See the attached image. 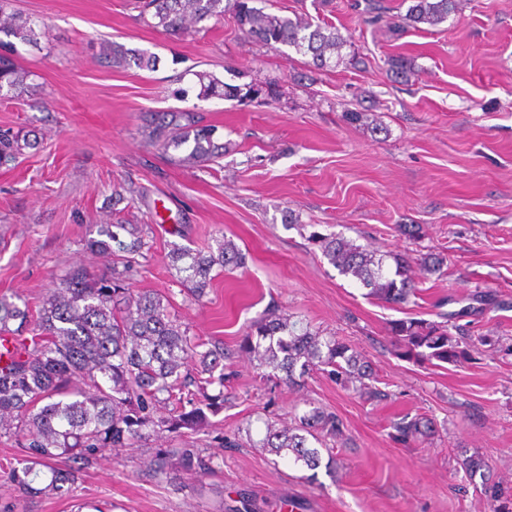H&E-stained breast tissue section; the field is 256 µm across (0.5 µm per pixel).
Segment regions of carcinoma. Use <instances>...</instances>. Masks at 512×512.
<instances>
[{"label":"carcinoma","mask_w":512,"mask_h":512,"mask_svg":"<svg viewBox=\"0 0 512 512\" xmlns=\"http://www.w3.org/2000/svg\"><path fill=\"white\" fill-rule=\"evenodd\" d=\"M258 0H142V15L149 25L177 34L192 24L231 12L238 29L266 45L275 43L310 57L317 70L344 61L347 39L313 18L266 11ZM10 0H0V33L22 44L34 41L36 22L16 10ZM460 0H412L403 20L407 25L435 27L459 11ZM105 59L113 68L131 64L153 71L158 57L146 50L113 42L106 45ZM397 79H408L410 62L402 54L388 59ZM29 73L11 56L0 54V98L18 97L28 91ZM197 98L236 99L254 94L275 97L265 89L243 90L207 72L196 73ZM149 142L164 153L178 154L177 161L208 165L224 155L217 128L202 123L190 111L153 112L146 126ZM38 145L32 132L0 127V167L7 166ZM216 249L193 252L171 245L169 266L178 281L195 298L207 294L214 268L245 267L246 257L230 240L215 239ZM323 257L340 275L359 282L369 295L389 304H402L418 294L406 274L409 261L393 256L395 271L378 255L340 237L320 238ZM92 253L108 259L107 271L96 276L75 268L48 290L37 305L17 294H0V332L8 331L25 343L26 356L0 368V438H21V458L9 468L23 498L50 492L68 494L78 479V464L105 449L129 448L153 436L175 432L204 419L206 413L224 408V347L206 344L189 335L171 315L169 300L156 292H136L132 277L136 257L151 245L136 235L131 224H99L96 236L87 240ZM391 334L397 356L425 363L438 361L453 366L478 361L467 342L448 333L445 323L396 320ZM239 350L258 361L265 376L294 385L317 370L336 384L355 385L356 392L380 401L386 392L371 385L372 368L356 352L334 336H321L299 326L286 315L261 323L242 337ZM204 376L199 394L188 391L192 372ZM218 392L208 393V387ZM394 440L401 443L428 438L435 433L432 420L407 416L393 423ZM343 420L318 408L299 418V423L280 429L267 427L262 447L281 460L309 470L321 464V451L309 439L332 440L344 436ZM177 467L154 460L153 473L175 479L178 470L212 469L213 457L197 448H172ZM460 465L470 481L481 479V494L491 512H512V488L486 478L487 464L478 453L463 455Z\"/></svg>","instance_id":"cac0c4a2"}]
</instances>
